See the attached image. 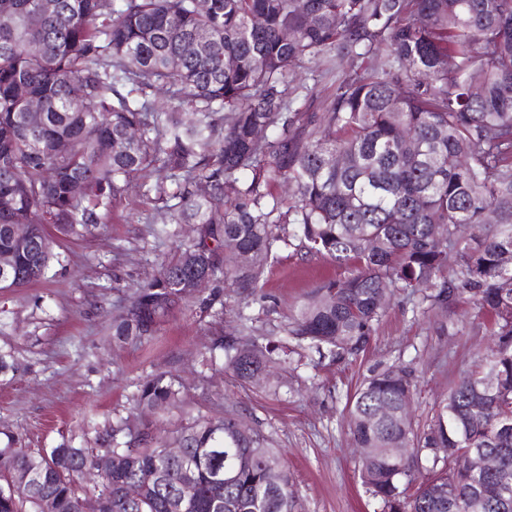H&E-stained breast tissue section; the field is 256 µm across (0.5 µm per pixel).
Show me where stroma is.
Wrapping results in <instances>:
<instances>
[{
    "mask_svg": "<svg viewBox=\"0 0 512 512\" xmlns=\"http://www.w3.org/2000/svg\"><path fill=\"white\" fill-rule=\"evenodd\" d=\"M167 180V170L155 166L145 181L132 182L127 202L105 223L79 238L53 234L55 259L44 279L0 291V351L11 364L0 374V446L12 437L26 448L90 447L96 430L115 418L171 432L228 410L286 456L298 512H381L361 482L347 424L351 396L373 373L406 366L415 384L414 426L426 429L449 387L492 346L489 316L465 295L437 309L401 291L357 356L338 361L306 351L259 385L235 380L223 361L205 365L211 338L244 323L259 343L291 346L286 327L297 307L323 282L348 273L329 257L290 248L278 251L253 303L214 282L211 309L190 298L152 341L113 343V310L193 237L185 224L178 236L162 234L161 204L143 195V184ZM159 372L186 384L183 410L135 409L139 383Z\"/></svg>",
    "mask_w": 512,
    "mask_h": 512,
    "instance_id": "1",
    "label": "stroma"
}]
</instances>
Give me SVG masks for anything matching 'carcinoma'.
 Segmentation results:
<instances>
[{"instance_id": "1", "label": "carcinoma", "mask_w": 512, "mask_h": 512, "mask_svg": "<svg viewBox=\"0 0 512 512\" xmlns=\"http://www.w3.org/2000/svg\"><path fill=\"white\" fill-rule=\"evenodd\" d=\"M342 61L349 68L321 114L292 107L289 74ZM158 90L182 111L157 109L148 93ZM32 99L43 107L37 126L27 119ZM130 127L140 131L133 141ZM330 154L341 164L327 165ZM159 161L175 189L151 190L177 200L161 232L195 224L197 238L121 307L114 342L150 341L204 280L253 297L282 247L349 267L287 326L336 359L365 348L395 291L441 308L466 293L491 316L495 344L449 388L427 430L414 429L403 365L360 385L349 428L365 449L362 483L382 512H512V0H208L204 11L196 0H0L8 287L47 274L55 254L46 225L83 235ZM16 224L32 226L27 243L15 239ZM462 225L476 233L458 236ZM218 351L244 383L263 381L276 362L247 333L215 338L210 362ZM136 401L179 409L185 391L153 374ZM169 443L181 458L166 456ZM477 452L495 455L498 469L471 470ZM106 455L111 474L93 491L108 512H170L172 498L184 499L185 512H296L283 454L232 414L166 437L119 417L94 448H0V512H80V479ZM20 470L35 482L16 486ZM152 471L158 481L139 499L122 494Z\"/></svg>"}]
</instances>
